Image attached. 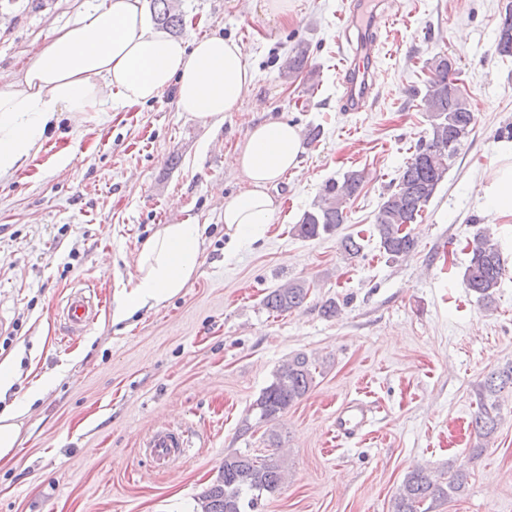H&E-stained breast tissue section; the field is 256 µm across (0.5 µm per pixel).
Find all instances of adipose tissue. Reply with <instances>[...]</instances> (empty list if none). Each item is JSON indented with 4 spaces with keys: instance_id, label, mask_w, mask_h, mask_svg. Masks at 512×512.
Segmentation results:
<instances>
[{
    "instance_id": "adipose-tissue-1",
    "label": "adipose tissue",
    "mask_w": 512,
    "mask_h": 512,
    "mask_svg": "<svg viewBox=\"0 0 512 512\" xmlns=\"http://www.w3.org/2000/svg\"><path fill=\"white\" fill-rule=\"evenodd\" d=\"M253 79L235 40L219 34L179 39L151 25L143 0H100L54 30L24 69L0 79V177L38 154L60 113L79 116L111 111L116 103L144 105L171 89L178 111L217 128L228 113L239 110ZM301 152L295 125L265 119L231 156V165L248 184L224 201L233 248L263 237L277 213V185L296 168ZM482 197L494 214L512 217V140L500 143ZM202 252L196 220L161 226L142 245L137 274L118 301L113 322L180 294L196 275Z\"/></svg>"
}]
</instances>
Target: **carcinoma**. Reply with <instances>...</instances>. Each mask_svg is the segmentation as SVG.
Returning a JSON list of instances; mask_svg holds the SVG:
<instances>
[{"label":"carcinoma","mask_w":512,"mask_h":512,"mask_svg":"<svg viewBox=\"0 0 512 512\" xmlns=\"http://www.w3.org/2000/svg\"><path fill=\"white\" fill-rule=\"evenodd\" d=\"M151 8L159 26L173 34L182 31L184 19L178 0H151ZM497 50L502 56L512 57V7L506 9L501 19ZM308 59L307 47L291 48L283 75L288 79L298 77L307 68ZM430 71L422 101L431 128L406 161L394 189L375 216L380 250L391 261L408 258L415 252L417 241L410 226L422 216L475 122L467 98L459 91L455 63L445 55L436 56ZM365 182L364 172L351 170L344 173L342 180L326 183L313 208L305 211L294 225L293 233L311 240L337 233L348 220L347 202L360 194ZM504 275L499 243L484 228L475 236L464 272L465 285L478 294L479 301L489 305ZM308 291L303 282L290 283L271 290L263 305L272 314L292 312L303 305ZM315 372V364L301 353L279 365L271 383L252 405L258 411L257 423L278 419L301 400L309 392ZM507 387L512 388V365L487 374L477 384L474 459L497 432L500 394ZM469 478V466L464 462L448 463V478L443 481L433 479L427 468L417 465L406 473L398 487L392 512H431L436 503L463 496ZM282 481V464L275 455L258 459L241 452L228 454L215 480L199 496L200 508L202 512H247L263 495L278 490Z\"/></svg>","instance_id":"obj_1"}]
</instances>
